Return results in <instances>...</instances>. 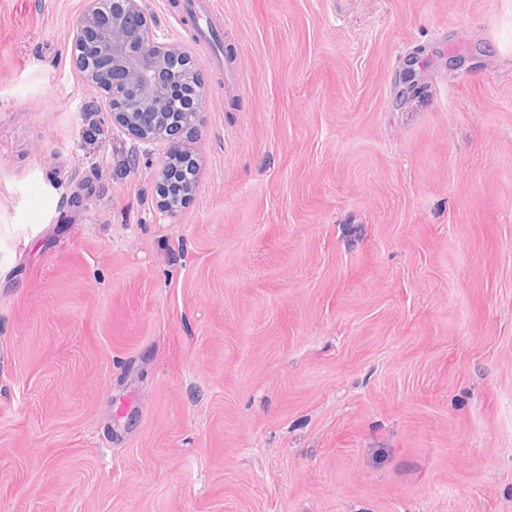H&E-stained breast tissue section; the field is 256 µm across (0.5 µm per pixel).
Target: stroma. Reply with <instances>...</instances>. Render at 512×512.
<instances>
[{
  "instance_id": "stroma-1",
  "label": "stroma",
  "mask_w": 512,
  "mask_h": 512,
  "mask_svg": "<svg viewBox=\"0 0 512 512\" xmlns=\"http://www.w3.org/2000/svg\"><path fill=\"white\" fill-rule=\"evenodd\" d=\"M185 2L168 215L0 0V512H512V0H218L233 74Z\"/></svg>"
}]
</instances>
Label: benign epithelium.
I'll list each match as a JSON object with an SVG mask.
<instances>
[{"instance_id":"benign-epithelium-1","label":"benign epithelium","mask_w":512,"mask_h":512,"mask_svg":"<svg viewBox=\"0 0 512 512\" xmlns=\"http://www.w3.org/2000/svg\"><path fill=\"white\" fill-rule=\"evenodd\" d=\"M156 27L145 0H86L73 28L72 52L86 84L108 103L113 125L143 142H167L156 195L160 210L172 213L168 171L191 155L186 139L200 122L205 82L184 45L158 41ZM174 85L191 94L182 112L170 111Z\"/></svg>"}]
</instances>
